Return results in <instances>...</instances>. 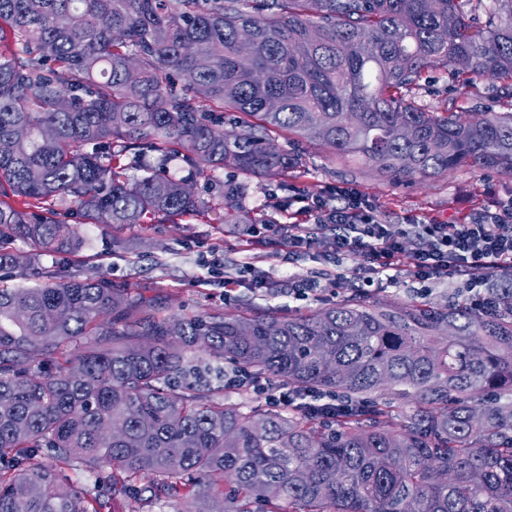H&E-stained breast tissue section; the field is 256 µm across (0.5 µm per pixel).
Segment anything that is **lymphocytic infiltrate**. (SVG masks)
<instances>
[{
  "mask_svg": "<svg viewBox=\"0 0 512 512\" xmlns=\"http://www.w3.org/2000/svg\"><path fill=\"white\" fill-rule=\"evenodd\" d=\"M306 214L305 224L243 225L241 239H278L292 261L309 252L340 260L356 257L351 276L361 288L401 278L429 284L465 272L470 276L466 298L477 309L493 305L495 282L512 280V207L483 211L464 224H383L368 199L350 193L341 205L329 195L317 199ZM409 235L414 247L407 250L402 241ZM224 383L248 387L274 408L305 410L325 418L333 417L337 408L336 396L299 394L278 380L251 379L239 370L225 374Z\"/></svg>",
  "mask_w": 512,
  "mask_h": 512,
  "instance_id": "f902f5d3",
  "label": "lymphocytic infiltrate"
}]
</instances>
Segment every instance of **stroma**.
Masks as SVG:
<instances>
[{
	"label": "stroma",
	"instance_id": "stroma-1",
	"mask_svg": "<svg viewBox=\"0 0 512 512\" xmlns=\"http://www.w3.org/2000/svg\"><path fill=\"white\" fill-rule=\"evenodd\" d=\"M418 97L432 110L459 102L458 115L464 120L479 109H512V91L505 89L502 82L486 79L464 93L443 69L431 73L419 88ZM299 149L304 154V166L288 178L265 179L219 169L198 177L194 190L203 198L215 199L224 185H236L239 195L235 207L239 213L251 221L280 224L304 223V215L298 212L299 197L315 198L336 187L367 197L379 219L389 224L401 222L406 216L424 222L461 224L492 202L512 201V178L493 170L461 168L449 175L393 183L365 165L341 164L330 149L307 143L300 144ZM47 209L54 218L74 225L80 237L78 250L58 265V280L94 276L109 279L151 300L163 316L174 312L187 316L234 312L242 308L277 315L307 313L346 299L354 291L353 283L344 281L333 287L323 286L317 294L299 300L254 287L245 280L232 293H225V278L210 277L206 269L207 259L215 253L224 258L225 277L237 276L242 263L248 260L275 283L291 275L307 278L330 272L334 265L315 254L302 256L294 264L283 262L282 248L242 242L235 225L218 223L210 210L180 217L173 223L147 219L116 227L84 223L60 201L48 204ZM116 238L124 242V249L113 248ZM462 288V280L448 279L424 293L418 284L403 279L371 291L370 296L378 301L415 298L443 306L460 295Z\"/></svg>",
	"mask_w": 512,
	"mask_h": 512
}]
</instances>
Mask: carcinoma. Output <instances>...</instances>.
Returning a JSON list of instances; mask_svg holds the SVG:
<instances>
[{"instance_id":"1","label":"carcinoma","mask_w":512,"mask_h":512,"mask_svg":"<svg viewBox=\"0 0 512 512\" xmlns=\"http://www.w3.org/2000/svg\"><path fill=\"white\" fill-rule=\"evenodd\" d=\"M448 67L464 88L512 81V0H0V267L46 278L0 288V512H105L143 477L175 512H512V283L484 311L355 293L300 315L161 317L41 263L79 240L36 205L174 221L211 205L154 165L300 170L274 133L392 182L512 178V111L462 121L417 99ZM129 153L149 174L126 176ZM237 194L224 188L217 220L236 218ZM14 238L31 252L6 250ZM226 362L349 404L329 421L229 406L211 385Z\"/></svg>"}]
</instances>
